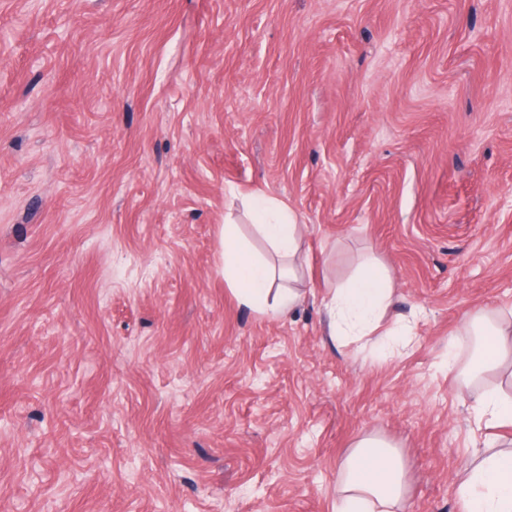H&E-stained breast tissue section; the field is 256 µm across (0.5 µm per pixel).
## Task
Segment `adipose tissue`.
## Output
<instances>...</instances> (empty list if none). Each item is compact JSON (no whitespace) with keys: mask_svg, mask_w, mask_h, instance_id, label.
<instances>
[{"mask_svg":"<svg viewBox=\"0 0 512 512\" xmlns=\"http://www.w3.org/2000/svg\"><path fill=\"white\" fill-rule=\"evenodd\" d=\"M254 227L270 254H254L233 216H225L221 272L239 307L262 317L281 316L306 297L297 288L293 262L301 226L295 212L275 197L250 198ZM392 301L389 274L375 263L331 289L325 306L330 337L374 332ZM460 331L479 344L464 376L478 382L512 364V312L465 313ZM465 512H512V449L481 455L458 485ZM408 482L400 454L376 434L358 437L339 467L336 512H407Z\"/></svg>","mask_w":512,"mask_h":512,"instance_id":"ef3b65f1","label":"adipose tissue"}]
</instances>
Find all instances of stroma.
<instances>
[{"label":"stroma","instance_id":"stroma-1","mask_svg":"<svg viewBox=\"0 0 512 512\" xmlns=\"http://www.w3.org/2000/svg\"><path fill=\"white\" fill-rule=\"evenodd\" d=\"M304 226L310 292L240 308L241 195ZM390 276L392 354L327 287ZM512 306V0H0V512H336L374 433L409 512L511 427L443 362Z\"/></svg>","mask_w":512,"mask_h":512}]
</instances>
